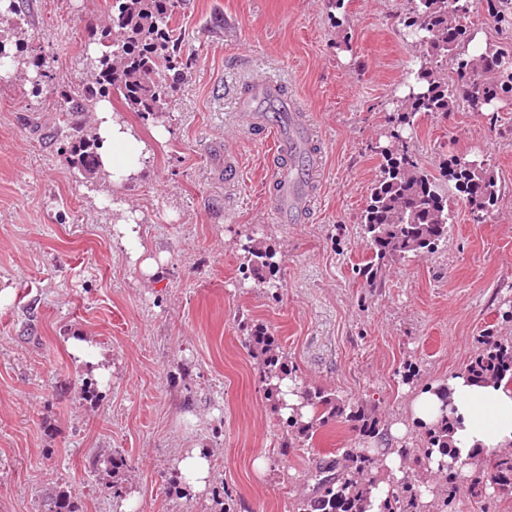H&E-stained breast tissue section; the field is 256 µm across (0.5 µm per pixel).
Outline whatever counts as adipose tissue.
<instances>
[{
  "instance_id": "adipose-tissue-1",
  "label": "adipose tissue",
  "mask_w": 512,
  "mask_h": 512,
  "mask_svg": "<svg viewBox=\"0 0 512 512\" xmlns=\"http://www.w3.org/2000/svg\"><path fill=\"white\" fill-rule=\"evenodd\" d=\"M95 132L100 142L103 174L119 186L138 178L151 149L133 126L108 104H100L95 114ZM113 238L128 259L144 276L155 277L158 264L143 244V227L130 217L113 226ZM452 422L451 450L448 456L432 454V471L442 465L456 471L468 470L477 454H491L512 446V387L504 384H478L465 372L449 377L443 392L426 389L415 395L407 420L390 427L393 438L404 437L409 425L433 424L440 414Z\"/></svg>"
}]
</instances>
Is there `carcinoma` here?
Masks as SVG:
<instances>
[{"mask_svg":"<svg viewBox=\"0 0 512 512\" xmlns=\"http://www.w3.org/2000/svg\"><path fill=\"white\" fill-rule=\"evenodd\" d=\"M182 0H112L109 24L90 35L97 45L91 57L94 86L81 93H59L60 111L87 112L98 97L114 95L131 112L142 116L169 111L175 87L163 75L182 64V37L172 27ZM403 19V36L416 48L415 67L408 75L407 94L396 101L399 125L412 126L421 115L450 112L460 106L470 112H485L512 96V48L491 44L477 55L466 54L473 39L464 19L471 0H409ZM487 12L500 24L512 23V0H486ZM35 72L34 93L52 81L50 60L34 54L28 60ZM454 76H448V65ZM394 147L384 153V163L361 218V231L371 245L368 268H381L423 252H434L448 241L453 213L447 193L439 190L437 178L419 162L408 138L395 132ZM100 144L94 134H83L73 143L71 156L87 175L99 171ZM448 181L465 200L489 215L498 201L492 172L476 160L456 158L448 165ZM244 278H252L269 290L280 288L276 280L279 263L273 252L255 234H246L242 246ZM258 361L268 399L287 429L283 447L313 440L317 431L339 420L351 422L362 435L377 429L364 412L347 408L327 391H301L313 418L304 423L300 414H286L280 388L293 377L288 359L274 338L261 326L247 336ZM477 380L492 379L512 385V337L491 336L486 350L467 367ZM421 447L405 449L406 459L424 466L429 454H448L450 425L443 416L432 426H421ZM487 485L512 483V452L488 458L476 456ZM376 459L366 450H349L345 461L321 460L315 465L312 492L299 497L294 512H366L377 480ZM461 474H445L446 486L434 491L405 480L387 502L386 512H457L454 489Z\"/></svg>","mask_w":512,"mask_h":512,"instance_id":"carcinoma-1","label":"carcinoma"}]
</instances>
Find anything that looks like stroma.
<instances>
[{
	"mask_svg": "<svg viewBox=\"0 0 512 512\" xmlns=\"http://www.w3.org/2000/svg\"><path fill=\"white\" fill-rule=\"evenodd\" d=\"M111 4L23 0V25L0 13V36L49 56L54 75L42 94L23 66L0 81V512H51L62 494L78 512H119L116 481L138 512H213L221 489L233 512H293L314 484L313 459L340 457L361 436L336 423L313 446L283 447L245 346L251 327H267L300 387L371 412L377 442L422 387L464 370L483 336H512V99L415 120L423 166L438 176L448 160L483 161L499 199L480 223L455 198L447 243L369 284L360 217L412 60L407 0H344L340 26L329 0H184L183 77L165 118L112 103L152 148L140 177L119 187L86 177L64 149L93 113L56 110L59 90L89 82L87 32ZM256 80L305 108L324 156L302 224L278 222L262 199L272 154L239 106ZM124 212L162 260L156 277L112 242ZM251 231L280 259L281 288L244 279ZM76 336L112 370L89 398L91 368L69 351ZM192 448L209 450L213 474L186 500L176 463ZM117 453L120 472L97 465ZM456 499L458 512H512V491L475 496L466 480Z\"/></svg>",
	"mask_w": 512,
	"mask_h": 512,
	"instance_id": "35a3bbf8",
	"label": "stroma"
}]
</instances>
